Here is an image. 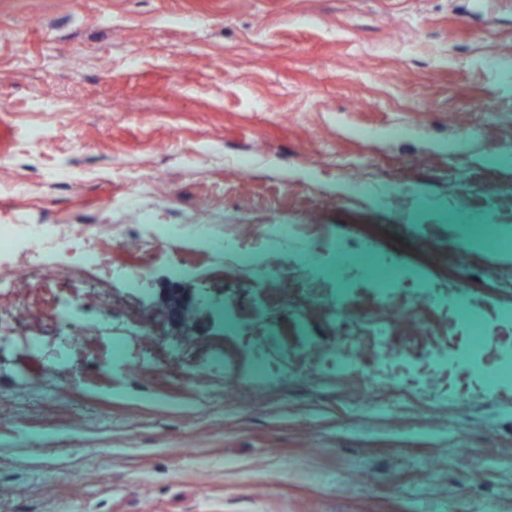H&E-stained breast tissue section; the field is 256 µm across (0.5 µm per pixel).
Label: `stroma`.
Masks as SVG:
<instances>
[{
	"label": "stroma",
	"instance_id": "35a3bbf8",
	"mask_svg": "<svg viewBox=\"0 0 512 512\" xmlns=\"http://www.w3.org/2000/svg\"><path fill=\"white\" fill-rule=\"evenodd\" d=\"M503 58L512 0H0V223L144 272L0 288V512H512V375L416 364L512 316ZM150 230V242L162 249L166 243L174 238L181 237L187 224H145Z\"/></svg>",
	"mask_w": 512,
	"mask_h": 512
}]
</instances>
